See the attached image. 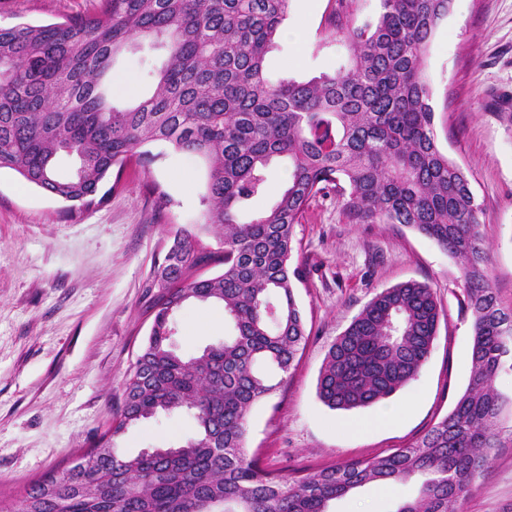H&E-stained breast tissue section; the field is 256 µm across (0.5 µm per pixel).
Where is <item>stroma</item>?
Returning a JSON list of instances; mask_svg holds the SVG:
<instances>
[{
    "mask_svg": "<svg viewBox=\"0 0 512 512\" xmlns=\"http://www.w3.org/2000/svg\"><path fill=\"white\" fill-rule=\"evenodd\" d=\"M98 0H0V25L51 23L93 12ZM335 0H289L285 29L266 58L275 78L333 73L348 49L332 25ZM167 54L139 40L115 57L112 96L124 107L147 93ZM435 136L473 174L496 296L512 307V0H452L424 60ZM155 160L130 163L105 202L67 215L64 203L0 169V512H17L27 489L89 450L121 406L126 373L148 338L154 313L143 284L178 231H194L204 209V165L163 144ZM171 203L161 206L160 195ZM304 272L295 293L309 332L287 380L248 417L246 446L270 471H314L404 447L453 407L471 374L470 317L461 310L457 266L433 240L399 224H353L334 196L312 202L294 228ZM428 283L445 316L431 356L391 398L350 411L317 396L326 353L381 289ZM176 346L189 356L223 341L230 326L218 304L191 302L174 317ZM390 410L398 422L354 434L346 420ZM191 413H162L130 427L120 448L135 455L195 437ZM417 483L380 498L375 486L336 502L334 512H391ZM456 512H512V447L500 448Z\"/></svg>",
    "mask_w": 512,
    "mask_h": 512,
    "instance_id": "1",
    "label": "stroma"
}]
</instances>
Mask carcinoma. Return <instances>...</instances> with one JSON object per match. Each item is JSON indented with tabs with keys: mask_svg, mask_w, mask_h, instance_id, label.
Segmentation results:
<instances>
[{
	"mask_svg": "<svg viewBox=\"0 0 512 512\" xmlns=\"http://www.w3.org/2000/svg\"><path fill=\"white\" fill-rule=\"evenodd\" d=\"M356 21L336 11L350 57L332 74L271 81L265 59L289 0H99L62 22L0 25V168L69 203L101 204L103 183L163 143L200 157L205 209L196 231L178 233L144 283L155 309L129 367L112 438L85 466L49 474L27 491V512H332L370 484L419 481L394 512H452L497 448L512 446V395L495 379L512 373V309L494 295L472 174L438 147L424 55L450 0H379ZM169 52L156 87L133 106L114 104V57L139 38ZM73 162L62 177L58 162ZM274 160L288 184L243 220L267 191ZM355 224H401L434 240L457 265L471 313L472 377L452 410L423 436L369 460L315 472L272 474L245 448L248 415L294 367L309 336L294 294V226L330 193ZM220 233L222 273L201 236ZM224 306L232 332L185 357L174 313L188 301ZM443 317L434 289L409 280L371 298L331 344L317 381L333 410L381 402L416 379ZM193 414L198 437L128 457L125 430L161 412Z\"/></svg>",
	"mask_w": 512,
	"mask_h": 512,
	"instance_id": "carcinoma-1",
	"label": "carcinoma"
}]
</instances>
